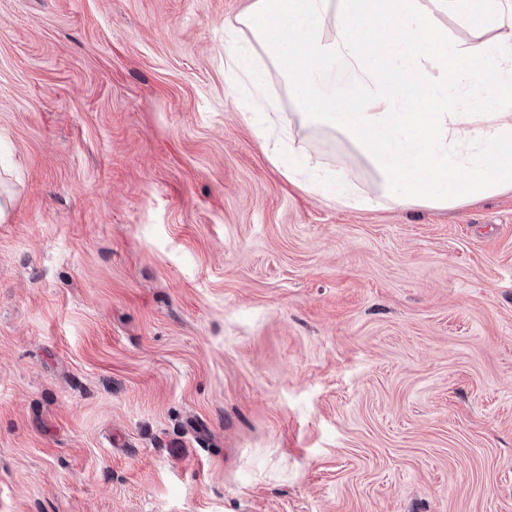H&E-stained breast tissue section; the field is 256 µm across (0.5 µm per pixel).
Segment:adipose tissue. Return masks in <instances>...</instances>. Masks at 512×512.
Wrapping results in <instances>:
<instances>
[{
    "instance_id": "ef3b65f1",
    "label": "adipose tissue",
    "mask_w": 512,
    "mask_h": 512,
    "mask_svg": "<svg viewBox=\"0 0 512 512\" xmlns=\"http://www.w3.org/2000/svg\"><path fill=\"white\" fill-rule=\"evenodd\" d=\"M469 33L448 35L449 21ZM224 73L264 115V147L327 203L448 210L512 192V0H249L225 21ZM281 71L298 122L265 81ZM336 135L369 191L297 144L294 124Z\"/></svg>"
}]
</instances>
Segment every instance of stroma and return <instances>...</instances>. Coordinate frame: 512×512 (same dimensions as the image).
Returning a JSON list of instances; mask_svg holds the SVG:
<instances>
[{"mask_svg": "<svg viewBox=\"0 0 512 512\" xmlns=\"http://www.w3.org/2000/svg\"><path fill=\"white\" fill-rule=\"evenodd\" d=\"M247 4L0 0V512H512V193L290 184Z\"/></svg>", "mask_w": 512, "mask_h": 512, "instance_id": "stroma-1", "label": "stroma"}]
</instances>
